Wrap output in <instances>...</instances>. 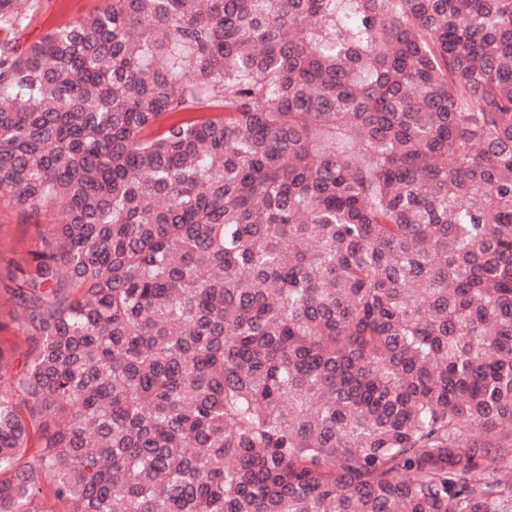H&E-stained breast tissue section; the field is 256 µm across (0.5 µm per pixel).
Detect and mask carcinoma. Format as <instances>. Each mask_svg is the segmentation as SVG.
Here are the masks:
<instances>
[{
    "label": "carcinoma",
    "instance_id": "1",
    "mask_svg": "<svg viewBox=\"0 0 512 512\" xmlns=\"http://www.w3.org/2000/svg\"><path fill=\"white\" fill-rule=\"evenodd\" d=\"M35 5L0 512H512V0ZM36 8L10 37L21 48L45 34L102 10L108 0H37Z\"/></svg>",
    "mask_w": 512,
    "mask_h": 512
}]
</instances>
